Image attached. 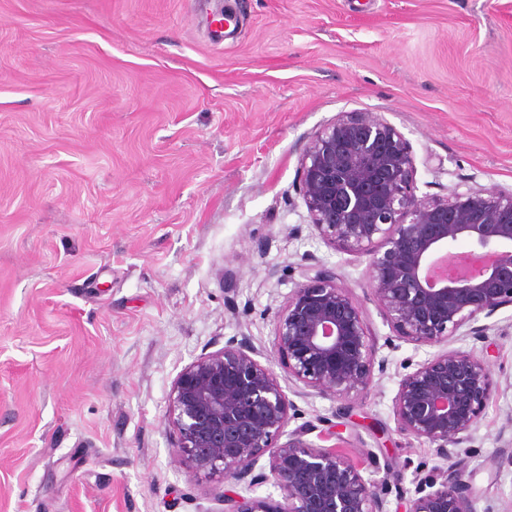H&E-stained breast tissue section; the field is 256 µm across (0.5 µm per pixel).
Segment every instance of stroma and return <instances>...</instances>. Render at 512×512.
<instances>
[{
	"label": "stroma",
	"mask_w": 512,
	"mask_h": 512,
	"mask_svg": "<svg viewBox=\"0 0 512 512\" xmlns=\"http://www.w3.org/2000/svg\"><path fill=\"white\" fill-rule=\"evenodd\" d=\"M340 112L404 134L419 194L511 190L512 0H0V512H218L219 478L173 453L172 383L269 345L308 254L392 364L345 406L295 396L298 422L405 512L437 460L392 400L433 349L386 346L367 256L311 235L296 191ZM494 320L460 343L494 388L476 512H512V308Z\"/></svg>",
	"instance_id": "1"
}]
</instances>
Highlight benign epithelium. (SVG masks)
Wrapping results in <instances>:
<instances>
[{
	"label": "benign epithelium",
	"instance_id": "7a95c632",
	"mask_svg": "<svg viewBox=\"0 0 512 512\" xmlns=\"http://www.w3.org/2000/svg\"><path fill=\"white\" fill-rule=\"evenodd\" d=\"M415 174L409 140L383 116L340 112L307 144L296 190L324 243L369 256V289L395 336L438 348L401 377L392 401L396 431L429 444L438 460L414 480L408 512H474L460 460L491 385L483 358L450 344L485 339L488 319L512 307V190L458 185L419 196ZM461 239L472 242L465 255L480 260L463 277L444 268ZM304 260L303 281L273 316L269 348L244 336L201 354L173 381V451L190 472L222 476L229 489L216 495L219 512H388L386 484L307 441L311 426L287 430L295 404L274 365L345 404L389 364L336 269ZM265 455L267 469L258 467ZM267 483L282 500L251 495Z\"/></svg>",
	"mask_w": 512,
	"mask_h": 512
}]
</instances>
